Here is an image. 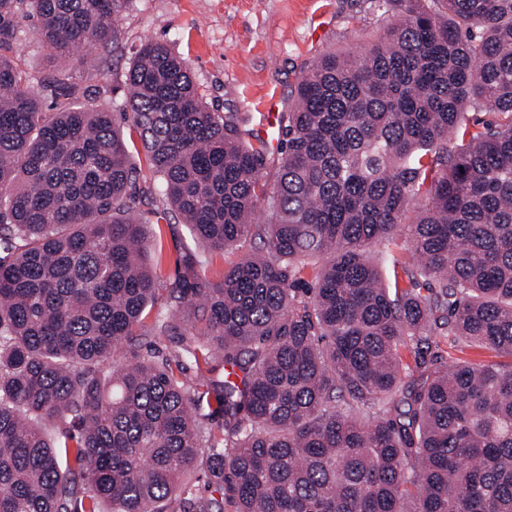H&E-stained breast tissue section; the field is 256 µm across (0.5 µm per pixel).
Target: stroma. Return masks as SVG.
<instances>
[{
    "label": "stroma",
    "mask_w": 512,
    "mask_h": 512,
    "mask_svg": "<svg viewBox=\"0 0 512 512\" xmlns=\"http://www.w3.org/2000/svg\"><path fill=\"white\" fill-rule=\"evenodd\" d=\"M385 24L378 0H131L98 71L78 72L84 101L118 112L131 56L147 39L187 63L200 94L260 131L268 109L286 111L323 53L359 51ZM21 67L42 78L55 63L30 21L19 23Z\"/></svg>",
    "instance_id": "1"
}]
</instances>
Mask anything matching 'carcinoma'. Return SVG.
I'll return each instance as SVG.
<instances>
[{"instance_id":"cac0c4a2","label":"carcinoma","mask_w":512,"mask_h":512,"mask_svg":"<svg viewBox=\"0 0 512 512\" xmlns=\"http://www.w3.org/2000/svg\"><path fill=\"white\" fill-rule=\"evenodd\" d=\"M129 2L0 0V512H512V0H379L396 20L280 113L272 184L165 43L118 116L70 106L66 68L30 85L19 20L92 70ZM124 124L196 244L171 282ZM144 336L182 348L112 367ZM443 336L504 361L440 362Z\"/></svg>"}]
</instances>
